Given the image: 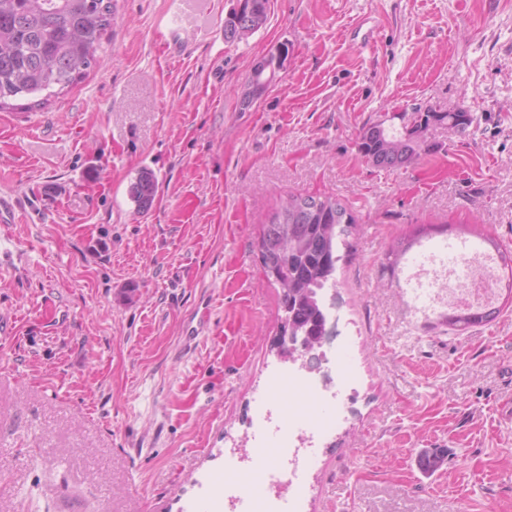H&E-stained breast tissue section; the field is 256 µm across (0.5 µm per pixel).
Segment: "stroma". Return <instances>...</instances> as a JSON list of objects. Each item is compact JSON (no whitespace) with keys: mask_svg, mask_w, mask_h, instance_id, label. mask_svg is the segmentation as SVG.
<instances>
[{"mask_svg":"<svg viewBox=\"0 0 512 512\" xmlns=\"http://www.w3.org/2000/svg\"><path fill=\"white\" fill-rule=\"evenodd\" d=\"M112 2L85 77L0 111V512H194L258 397L320 417L271 384L283 311L257 242L291 194L357 221L315 364L355 390L313 444L303 512H512V298L459 334L384 269L421 224L512 250V0H271L239 43L237 0ZM416 107L474 122L431 124L405 168L368 164L363 125L401 129ZM145 169L143 212L128 187ZM424 448L448 451L430 476ZM426 120L429 116L433 117L435 122L448 121V126L455 129L460 136H465L469 127L474 121V117L469 112H425ZM157 187V179L152 171H142L130 184L129 195L139 210L151 207Z\"/></svg>","mask_w":512,"mask_h":512,"instance_id":"1","label":"stroma"}]
</instances>
